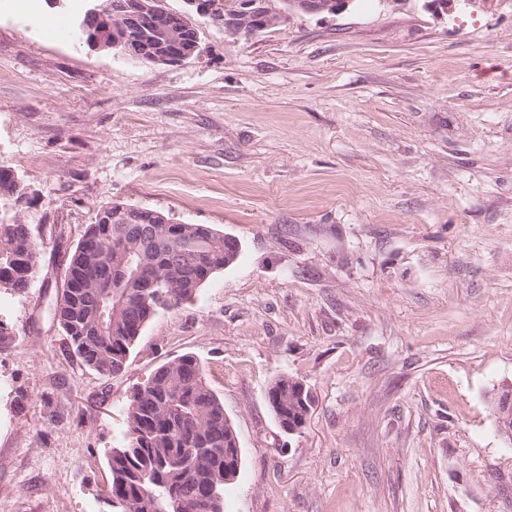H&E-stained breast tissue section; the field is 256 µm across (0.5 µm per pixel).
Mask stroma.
Masks as SVG:
<instances>
[{
	"instance_id": "35a3bbf8",
	"label": "stroma",
	"mask_w": 512,
	"mask_h": 512,
	"mask_svg": "<svg viewBox=\"0 0 512 512\" xmlns=\"http://www.w3.org/2000/svg\"><path fill=\"white\" fill-rule=\"evenodd\" d=\"M84 0H0V164L43 243L0 293V512H105L128 399L194 353L243 456L225 512H512V0L290 13L148 63L48 36ZM209 224L237 260L104 378L59 331L68 260L103 207ZM310 388L299 432L267 392Z\"/></svg>"
}]
</instances>
